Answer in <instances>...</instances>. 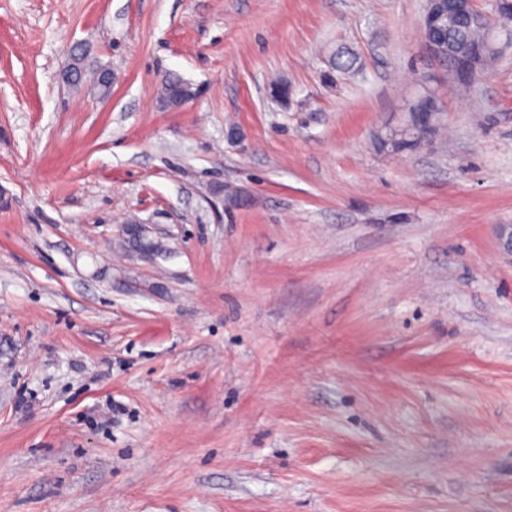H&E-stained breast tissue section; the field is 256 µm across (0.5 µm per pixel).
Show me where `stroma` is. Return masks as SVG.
I'll return each mask as SVG.
<instances>
[{
  "label": "stroma",
  "mask_w": 512,
  "mask_h": 512,
  "mask_svg": "<svg viewBox=\"0 0 512 512\" xmlns=\"http://www.w3.org/2000/svg\"><path fill=\"white\" fill-rule=\"evenodd\" d=\"M423 10L0 0V512H512V49L449 87ZM427 92L429 91L423 89L422 93L418 94L408 102L405 122L399 128L391 130L380 139L379 143L382 147L393 152H413L421 149L431 142L432 138L438 131V126L436 125L439 122L441 111L436 97L431 93L433 105L427 112H419V98L421 94H425ZM410 112H419L417 117L420 122L430 127L436 126L430 135L414 128V114Z\"/></svg>",
  "instance_id": "stroma-1"
}]
</instances>
